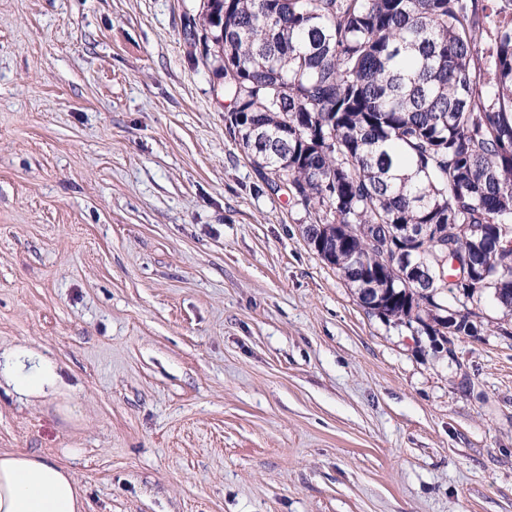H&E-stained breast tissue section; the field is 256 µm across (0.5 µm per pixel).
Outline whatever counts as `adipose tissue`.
<instances>
[{
	"instance_id": "ef3b65f1",
	"label": "adipose tissue",
	"mask_w": 512,
	"mask_h": 512,
	"mask_svg": "<svg viewBox=\"0 0 512 512\" xmlns=\"http://www.w3.org/2000/svg\"><path fill=\"white\" fill-rule=\"evenodd\" d=\"M0 389L24 404L62 400L70 386L58 362L28 342L0 349ZM0 512H83V493L65 465L32 453L0 454Z\"/></svg>"
}]
</instances>
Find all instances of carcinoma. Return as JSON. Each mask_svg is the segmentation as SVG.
I'll list each match as a JSON object with an SVG mask.
<instances>
[{"instance_id": "obj_1", "label": "carcinoma", "mask_w": 512, "mask_h": 512, "mask_svg": "<svg viewBox=\"0 0 512 512\" xmlns=\"http://www.w3.org/2000/svg\"><path fill=\"white\" fill-rule=\"evenodd\" d=\"M224 122L363 309L446 343L512 322V0H204ZM424 256L433 287L385 256Z\"/></svg>"}]
</instances>
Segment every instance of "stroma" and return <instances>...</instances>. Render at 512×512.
Returning <instances> with one entry per match:
<instances>
[{"label":"stroma","mask_w":512,"mask_h":512,"mask_svg":"<svg viewBox=\"0 0 512 512\" xmlns=\"http://www.w3.org/2000/svg\"><path fill=\"white\" fill-rule=\"evenodd\" d=\"M200 0H0V450L70 467L86 512H512V336L368 315L258 176L184 35ZM19 403L66 401L70 385L58 362L27 341L0 349V390Z\"/></svg>","instance_id":"35a3bbf8"}]
</instances>
